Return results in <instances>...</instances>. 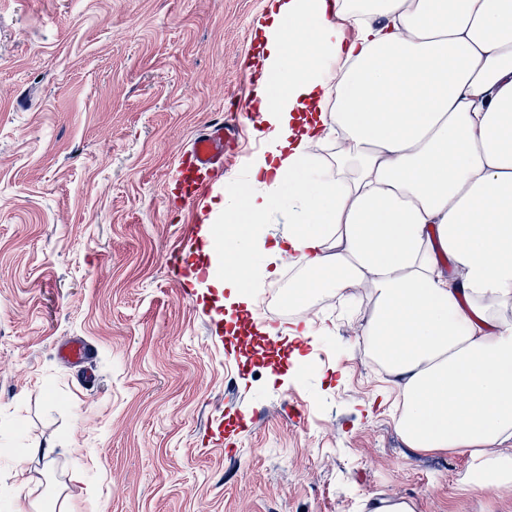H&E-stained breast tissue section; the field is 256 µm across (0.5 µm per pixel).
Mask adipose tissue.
Returning a JSON list of instances; mask_svg holds the SVG:
<instances>
[{
	"label": "adipose tissue",
	"mask_w": 512,
	"mask_h": 512,
	"mask_svg": "<svg viewBox=\"0 0 512 512\" xmlns=\"http://www.w3.org/2000/svg\"><path fill=\"white\" fill-rule=\"evenodd\" d=\"M255 75L247 196L220 188L215 288L246 302L256 233L321 280L364 285L361 340L402 398L416 451L461 453L478 488L512 490V0H270ZM335 135L333 160L310 147ZM288 214L282 213L281 210L272 214L268 224H264L263 233L266 238L267 248H271L272 244L281 240L288 234Z\"/></svg>",
	"instance_id": "obj_1"
}]
</instances>
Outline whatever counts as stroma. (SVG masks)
Segmentation results:
<instances>
[{
  "instance_id": "35a3bbf8",
  "label": "stroma",
  "mask_w": 512,
  "mask_h": 512,
  "mask_svg": "<svg viewBox=\"0 0 512 512\" xmlns=\"http://www.w3.org/2000/svg\"><path fill=\"white\" fill-rule=\"evenodd\" d=\"M266 19L267 0H0V512L18 494L43 512H512V492L468 485L466 456L398 433L359 341L367 302L270 304L313 340L241 351L247 310L211 334L216 288L173 278L183 152L252 91ZM70 336L98 351L94 385L55 356Z\"/></svg>"
}]
</instances>
